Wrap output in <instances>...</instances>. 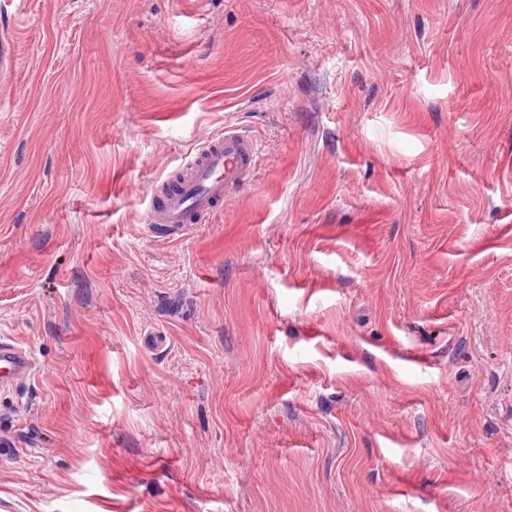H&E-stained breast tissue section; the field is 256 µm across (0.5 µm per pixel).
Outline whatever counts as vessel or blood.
Here are the masks:
<instances>
[{
	"label": "vessel or blood",
	"mask_w": 512,
	"mask_h": 512,
	"mask_svg": "<svg viewBox=\"0 0 512 512\" xmlns=\"http://www.w3.org/2000/svg\"><path fill=\"white\" fill-rule=\"evenodd\" d=\"M257 165V144L245 132L228 129L203 139L188 165L180 168L176 187L158 180L149 189L152 206L146 229L154 237L180 239L198 220L221 207L250 181ZM31 353L7 338L0 339V390L31 377Z\"/></svg>",
	"instance_id": "b4317fda"
}]
</instances>
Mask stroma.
<instances>
[{"label": "stroma", "mask_w": 512, "mask_h": 512, "mask_svg": "<svg viewBox=\"0 0 512 512\" xmlns=\"http://www.w3.org/2000/svg\"><path fill=\"white\" fill-rule=\"evenodd\" d=\"M0 512H512V0H24ZM233 126L178 241L150 184ZM257 144L245 132L224 129L196 147L188 165L177 170L175 189L165 187L173 175L149 189L153 200L146 229L153 237L181 239L250 181L257 165ZM175 174V175H176ZM35 360L11 339H0V390L11 389L31 377Z\"/></svg>", "instance_id": "35a3bbf8"}]
</instances>
